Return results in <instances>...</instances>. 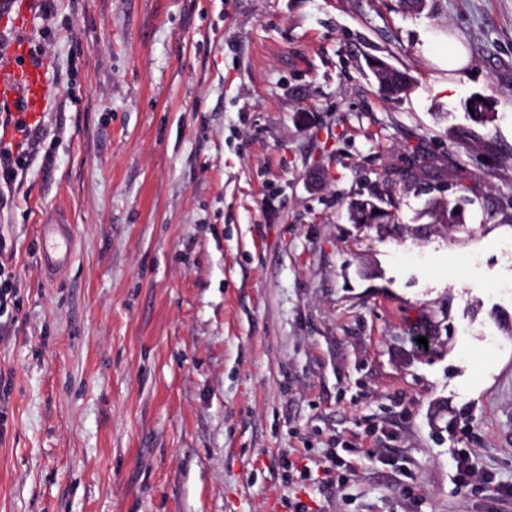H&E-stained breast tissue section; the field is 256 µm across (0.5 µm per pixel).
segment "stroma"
I'll list each match as a JSON object with an SVG mask.
<instances>
[{
  "label": "stroma",
  "instance_id": "35a3bbf8",
  "mask_svg": "<svg viewBox=\"0 0 512 512\" xmlns=\"http://www.w3.org/2000/svg\"><path fill=\"white\" fill-rule=\"evenodd\" d=\"M18 39L50 94L0 193V512H290L341 449L315 512H512L453 467L512 485V0H38ZM372 195L395 221L350 223ZM377 64L383 66H377ZM373 71L381 93L387 92L391 94L390 100L398 99L408 91L411 79L406 72L380 60H376L373 63ZM477 96L482 97V100H477ZM465 109L469 119L477 125L486 127L494 121L495 112L492 109V101L486 96L469 97L465 102ZM469 109H472V112H469ZM41 240V265L46 269L59 270L72 260V226L65 223L39 224ZM329 462H330V465L325 467L322 470V476H320L318 473H316L315 477H314L313 472L307 467L306 464L302 465L301 471H298V469H297L298 464L291 463L290 466L292 467V469L299 472L300 476L303 477V480H323V481L332 480L333 472L339 470L342 467H347V466L352 467V461L345 460L344 458L339 456L337 453H336V456L333 455L330 457ZM457 485L462 489H470L471 492L480 488L489 489L493 478L488 475L478 476L473 467L471 456L458 455L455 460Z\"/></svg>",
  "mask_w": 512,
  "mask_h": 512
}]
</instances>
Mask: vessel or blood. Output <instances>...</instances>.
<instances>
[{"instance_id":"b4317fda","label":"vessel or blood","mask_w":512,"mask_h":512,"mask_svg":"<svg viewBox=\"0 0 512 512\" xmlns=\"http://www.w3.org/2000/svg\"><path fill=\"white\" fill-rule=\"evenodd\" d=\"M35 0H0V13L13 16L16 23L27 21ZM14 61L0 65V108L24 113L29 122L38 121L47 106V80L42 67L26 64V46L15 43ZM41 264L58 270L72 260V227L65 223L43 224L39 227Z\"/></svg>"}]
</instances>
